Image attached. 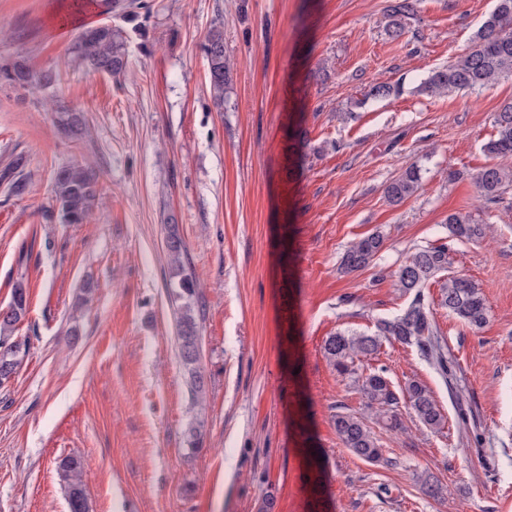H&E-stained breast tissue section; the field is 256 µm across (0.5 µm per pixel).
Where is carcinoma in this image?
Wrapping results in <instances>:
<instances>
[{
  "label": "carcinoma",
  "mask_w": 512,
  "mask_h": 512,
  "mask_svg": "<svg viewBox=\"0 0 512 512\" xmlns=\"http://www.w3.org/2000/svg\"><path fill=\"white\" fill-rule=\"evenodd\" d=\"M419 0H393L388 6L393 17L391 37L402 35L400 18L414 13ZM119 34L109 25L91 27L83 32L75 45L78 57L94 69L110 75L122 73L127 61ZM204 52L209 66V82L216 101L224 100V89L230 82V67L224 54V33L216 28L205 38ZM505 76H512V0H497L494 10L479 27L473 45L464 55L431 72L421 85V91L440 95L452 91L475 92L489 87ZM496 134L484 145L493 162L476 177V184L489 203L497 202L502 188L512 183V167L500 161L512 158V101L504 103L495 113ZM95 174L80 166H64L55 174L54 194L59 216L64 224H82L95 197ZM421 188L418 167L411 165L386 188L392 203L413 196ZM450 237L478 242L488 226L475 222L467 214H451L446 221ZM384 246V237L376 232L352 243L344 253L341 265L347 272L368 267ZM166 247L171 264V301L177 314V356L188 373L194 398L203 400L205 381L198 370L200 336L197 280L184 263V243L177 225L167 226ZM448 244H431L419 248L394 272L396 285L412 296L404 312L392 319L380 320L371 334L353 330L338 331L324 342V354L329 364L342 377L350 379L361 394L366 411L388 429L401 426V402L425 427L442 428L445 417L431 391L416 380L407 383L402 394L390 385L384 370L358 373L356 360L378 351L382 341H397L416 346L431 358L443 377H448V356L440 337L436 335L426 303L424 288L442 273L439 305L472 330L481 329L488 321L489 308L476 286L463 274L448 272ZM28 292L24 282L14 284L8 310L0 313V383L8 380L20 365L26 344L15 339V325L28 311ZM336 434L352 453L361 459L379 464L384 461L383 448L365 423L354 413L338 412L333 419ZM188 450L196 452L203 443L201 427L190 423L184 431ZM83 460L69 456L59 463V471L67 494L69 512H90L82 482Z\"/></svg>",
  "instance_id": "1"
}]
</instances>
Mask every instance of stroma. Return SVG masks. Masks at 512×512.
<instances>
[{
    "instance_id": "stroma-1",
    "label": "stroma",
    "mask_w": 512,
    "mask_h": 512,
    "mask_svg": "<svg viewBox=\"0 0 512 512\" xmlns=\"http://www.w3.org/2000/svg\"><path fill=\"white\" fill-rule=\"evenodd\" d=\"M0 0V65L52 72L42 88L0 78V310L17 280L28 348L0 386V512H68L57 466L86 462L90 512H512V185L499 203L475 184L489 164L493 116L512 78L441 96L417 87L463 55L496 0H421L391 38L387 0ZM120 31L127 68L79 61L81 33ZM224 31L232 82L216 106L203 50ZM397 91L369 97V86ZM80 109L86 133L56 123ZM98 173L82 224L61 223L53 176ZM421 187L390 204L409 165ZM489 224L450 242V269L478 287L490 317L472 331L425 295L448 347L443 378L417 347L382 343L361 371L394 389L416 380L446 417L368 425L385 463L344 447L336 412H362L350 379L323 353L340 330L373 331L410 298L393 273L448 240V215ZM179 226L200 294L194 406L176 356L165 226ZM381 232L365 269H340L355 241ZM204 423L188 452L187 423ZM432 473L444 498L424 496Z\"/></svg>"
}]
</instances>
